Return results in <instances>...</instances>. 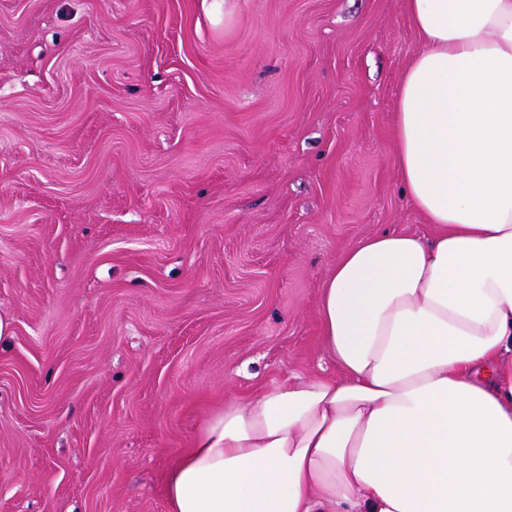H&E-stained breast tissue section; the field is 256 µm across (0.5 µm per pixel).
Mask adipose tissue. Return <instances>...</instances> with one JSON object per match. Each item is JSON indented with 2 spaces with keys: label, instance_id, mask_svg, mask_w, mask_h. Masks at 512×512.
Listing matches in <instances>:
<instances>
[{
  "label": "adipose tissue",
  "instance_id": "ef3b65f1",
  "mask_svg": "<svg viewBox=\"0 0 512 512\" xmlns=\"http://www.w3.org/2000/svg\"><path fill=\"white\" fill-rule=\"evenodd\" d=\"M396 162L436 231H382L320 299L339 376L208 415L168 512H512V0H406Z\"/></svg>",
  "mask_w": 512,
  "mask_h": 512
}]
</instances>
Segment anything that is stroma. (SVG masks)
Listing matches in <instances>:
<instances>
[{"instance_id":"35a3bbf8","label":"stroma","mask_w":512,"mask_h":512,"mask_svg":"<svg viewBox=\"0 0 512 512\" xmlns=\"http://www.w3.org/2000/svg\"><path fill=\"white\" fill-rule=\"evenodd\" d=\"M406 0H0V512H167L203 419L338 375L321 286L433 234L394 154ZM233 0H202V9L214 27H219L227 21L231 14Z\"/></svg>"}]
</instances>
